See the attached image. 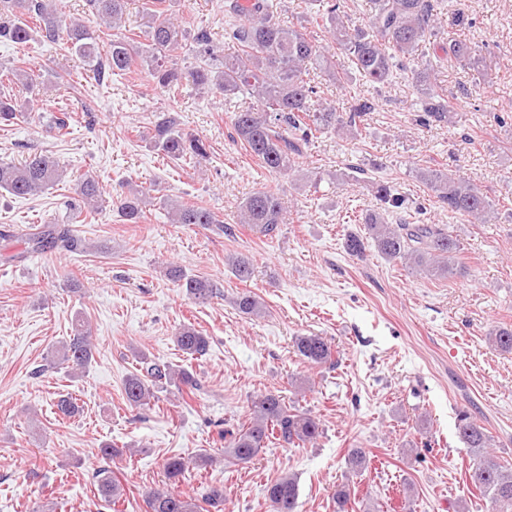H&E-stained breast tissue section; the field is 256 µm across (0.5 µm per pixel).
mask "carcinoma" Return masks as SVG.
<instances>
[{"label": "carcinoma", "mask_w": 512, "mask_h": 512, "mask_svg": "<svg viewBox=\"0 0 512 512\" xmlns=\"http://www.w3.org/2000/svg\"><path fill=\"white\" fill-rule=\"evenodd\" d=\"M371 14L364 26L351 28L343 21L340 0H328V7L317 11V26L331 34L336 50L351 59L355 70L368 82L384 85L394 77V71L407 73L414 89L416 111L430 124H449L457 118V108L438 83L439 69L448 65L482 73L487 58L482 55L483 41L465 35L475 22L451 0H370ZM88 11L96 20L92 27L82 20L68 27L58 24L62 0H0V42L26 46L39 36V41L58 44L79 56L87 70L99 81L125 76L133 70L148 73L152 80L168 90L191 85L196 89H217L224 98H244L232 112L233 139L249 156L259 161L270 173L295 178L303 188H319L322 177L305 166V148L317 133L333 131L354 137L365 114L372 109L367 100L343 108L318 95L315 80L310 75L320 72L328 80L341 85L344 72L336 68L333 56L326 54L317 39L305 32V27L285 25L279 21L270 0H226L224 11L232 17L227 35L237 50L222 56L221 68L214 69L218 59L208 34L201 30L194 41L208 62L192 68L179 69L173 61L175 53L187 46V32L165 11L149 9L146 42L123 33L122 22L128 0H86ZM448 14V25L456 37L439 46L437 61L417 57L420 42L438 37L441 16ZM112 32L106 55L99 51V40ZM6 78L35 92L45 86L43 74L26 65V61L0 72ZM30 103H21L0 95V121L41 122ZM152 142L168 159L199 168L210 159V144L198 135L183 131L177 120L164 114L155 122ZM62 172L58 162L45 153L29 155L16 165L0 162V192L26 198L41 194L60 182ZM419 178L441 207L448 209V218L469 224H493L498 212L473 178H464L452 170L426 169ZM71 206L78 211L98 207L103 186L93 177L76 181ZM377 207L363 218L366 236L349 234L344 241L346 252L361 256L368 246L388 261L405 264L411 273L434 279H448L466 273L458 261L459 240L438 224L409 222L403 218L404 197L392 192L385 183L375 184ZM142 196L126 194L115 202L116 212L126 224H141L145 220ZM173 224L210 225L222 220L206 207L195 203L163 200ZM237 223L275 236L279 226L287 223L281 197L272 190H258L243 198ZM33 252L68 251L77 246L69 229L61 224L46 226L28 234ZM235 278L249 280L253 273L251 260L242 255L228 260ZM189 299L206 303L218 294L217 285L207 278L189 276L170 266L166 269ZM234 304L244 315L260 318L264 304L249 291L241 292ZM495 349L512 351V327L501 326L491 332ZM179 351L192 359L205 356L210 349V337L192 325H181L174 334ZM294 348L307 363L320 366L338 365L333 360L331 343L317 334L295 337ZM55 357L74 370L86 371L93 360V344L83 316L75 315L73 334L56 349ZM179 382L188 387L187 398L194 396L197 383L186 370L164 362L141 358L140 368L126 377L123 385L126 401L134 407H144L155 398V388L163 382ZM57 414L73 417L80 412L78 398L71 394L56 401ZM456 430L459 439L476 458L469 482L479 495L489 501L494 512H512V463L499 459L491 448V436L475 417L468 413L458 416ZM322 429L317 419L302 410L296 402L286 403L278 394L267 392L251 402L249 418L220 433L224 440V464L246 465L266 448H284L315 443ZM103 465L93 474L97 496L112 512L123 501L125 489L113 476L112 460L123 451L112 443L99 448ZM216 457L207 452L194 455H173L163 462V479L144 494L148 512H203V505L213 506L224 501V488L208 486L194 498L177 492L172 486L183 480L191 470L212 466ZM271 512H295L299 498V483L293 473L283 474L265 487ZM350 484L333 493L335 512L352 508Z\"/></svg>", "instance_id": "carcinoma-1"}]
</instances>
